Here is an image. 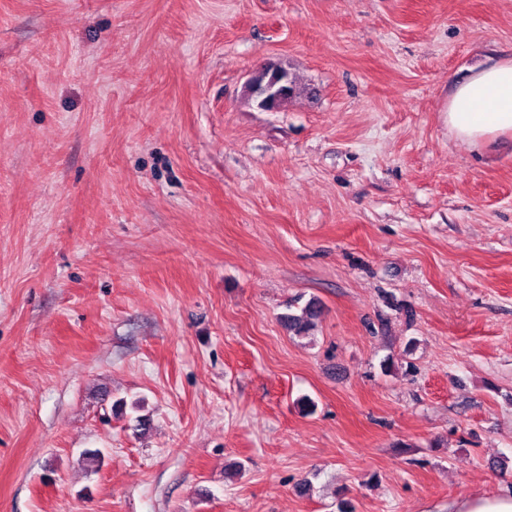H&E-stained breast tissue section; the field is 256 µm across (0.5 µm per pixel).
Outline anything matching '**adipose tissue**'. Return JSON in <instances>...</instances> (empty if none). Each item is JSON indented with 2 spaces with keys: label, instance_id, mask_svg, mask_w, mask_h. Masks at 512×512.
Returning <instances> with one entry per match:
<instances>
[{
  "label": "adipose tissue",
  "instance_id": "ef3b65f1",
  "mask_svg": "<svg viewBox=\"0 0 512 512\" xmlns=\"http://www.w3.org/2000/svg\"><path fill=\"white\" fill-rule=\"evenodd\" d=\"M449 129L473 148L512 132V58L454 83L445 107Z\"/></svg>",
  "mask_w": 512,
  "mask_h": 512
}]
</instances>
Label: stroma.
I'll return each instance as SVG.
<instances>
[{"mask_svg": "<svg viewBox=\"0 0 512 512\" xmlns=\"http://www.w3.org/2000/svg\"><path fill=\"white\" fill-rule=\"evenodd\" d=\"M511 57L512 0H0V512L512 486V136L444 112ZM259 71L250 72L247 76L246 86L251 89L252 93L262 100L268 102L275 100L285 88L286 78L283 77L280 80L269 81L264 85H260L257 82V76ZM319 314L320 306L315 301H309L301 308L300 314L288 313L283 317L285 327L294 335L301 336L313 326V322L318 319Z\"/></svg>", "mask_w": 512, "mask_h": 512, "instance_id": "35a3bbf8", "label": "stroma"}]
</instances>
